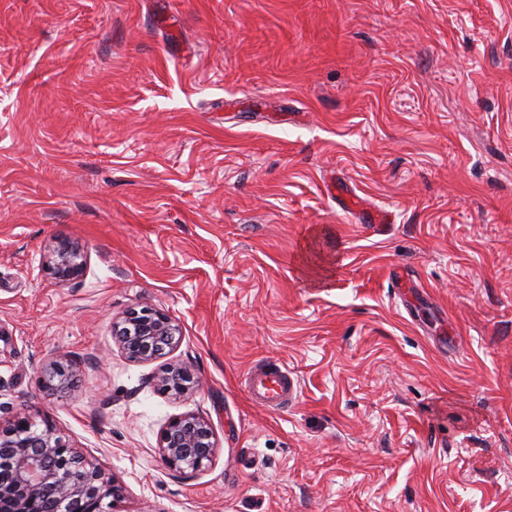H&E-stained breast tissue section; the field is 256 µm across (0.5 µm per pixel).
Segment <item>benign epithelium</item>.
Segmentation results:
<instances>
[{"label": "benign epithelium", "mask_w": 512, "mask_h": 512, "mask_svg": "<svg viewBox=\"0 0 512 512\" xmlns=\"http://www.w3.org/2000/svg\"><path fill=\"white\" fill-rule=\"evenodd\" d=\"M85 256L68 239H59L45 261L54 279L82 274ZM113 335L133 360L149 361L173 349L181 329L165 312L145 305L127 312L112 325ZM60 363L45 370L43 388H67ZM159 389L175 397L199 386L190 363L166 367L157 377ZM217 442L209 422L194 414L171 419L161 433L164 463L180 474L199 470L215 455ZM120 497L115 477L90 464L81 451L49 422L38 426L29 410H16L0 427V512H111Z\"/></svg>", "instance_id": "benign-epithelium-1"}]
</instances>
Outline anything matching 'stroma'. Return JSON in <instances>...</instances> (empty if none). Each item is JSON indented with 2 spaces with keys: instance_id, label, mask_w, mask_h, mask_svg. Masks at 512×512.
I'll list each match as a JSON object with an SVG mask.
<instances>
[{
  "instance_id": "obj_1",
  "label": "stroma",
  "mask_w": 512,
  "mask_h": 512,
  "mask_svg": "<svg viewBox=\"0 0 512 512\" xmlns=\"http://www.w3.org/2000/svg\"><path fill=\"white\" fill-rule=\"evenodd\" d=\"M144 305L182 336L135 362ZM23 405L115 512H512V0H0V425ZM187 413L218 448L183 475ZM44 267L47 273L56 280H71L84 271V252L70 240L58 239L47 256ZM112 328L128 357L140 361L164 355L182 336L179 325L165 312L148 305L127 312ZM199 383L194 367L190 363L168 366L156 377L159 389L175 397L188 394L197 388ZM297 381L280 367H256L248 379L247 390L258 404L277 410L288 404V398L297 392ZM217 442L209 422L194 414L171 419L161 433L164 463L180 474L199 470L215 455Z\"/></svg>"
}]
</instances>
